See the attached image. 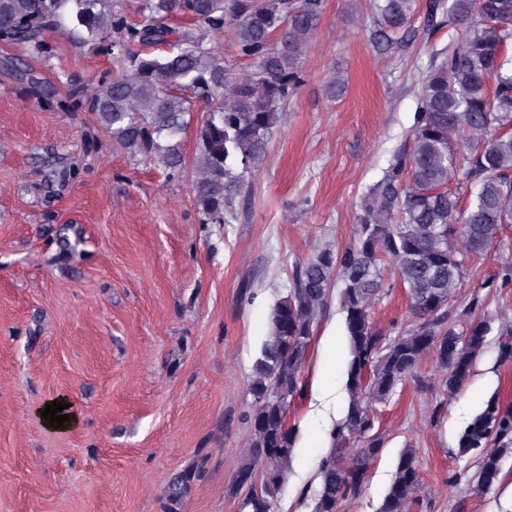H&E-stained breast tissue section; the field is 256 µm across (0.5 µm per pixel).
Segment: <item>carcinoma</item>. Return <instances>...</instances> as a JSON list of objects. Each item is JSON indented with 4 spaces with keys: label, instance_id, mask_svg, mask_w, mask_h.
Wrapping results in <instances>:
<instances>
[{
    "label": "carcinoma",
    "instance_id": "obj_1",
    "mask_svg": "<svg viewBox=\"0 0 512 512\" xmlns=\"http://www.w3.org/2000/svg\"><path fill=\"white\" fill-rule=\"evenodd\" d=\"M102 2L0 0V39L43 52L45 30L65 26L66 18L83 41L111 37L119 71L98 82L91 109L114 140L151 153L174 177L185 172L179 136L205 105L196 120L193 194L205 221L224 223L262 163L281 109L303 83L301 60L321 24L323 0H146L148 15L138 23ZM418 9L419 0H380L377 36L404 29ZM174 14L191 22L173 31L163 19ZM426 26L457 37L420 79L411 149L394 155L362 206L355 243L296 264L287 296L272 310L251 383V452L236 474L249 512H272L288 478L298 434L288 412L303 393L301 373L334 284L349 346L350 401L320 462L311 512H339L363 494L386 442L374 404L418 379L429 356L446 372L444 394H456L488 342L491 319L472 314L477 300L459 313L452 301L468 256L512 224V0H428ZM227 28L237 53L253 64L245 77L233 76L212 45ZM468 187L477 192L464 206L460 191ZM387 263L395 277L388 285ZM396 286L407 294L410 324L385 332L373 307ZM511 435L512 408L495 395L463 429L457 453L476 458L478 489L499 482L512 453L501 441ZM419 486L408 444L376 512H408Z\"/></svg>",
    "mask_w": 512,
    "mask_h": 512
}]
</instances>
